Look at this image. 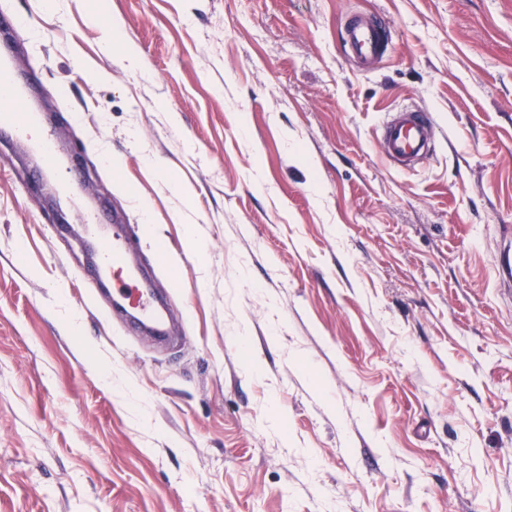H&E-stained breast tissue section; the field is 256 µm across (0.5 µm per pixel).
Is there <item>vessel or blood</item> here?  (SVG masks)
<instances>
[{
    "mask_svg": "<svg viewBox=\"0 0 512 512\" xmlns=\"http://www.w3.org/2000/svg\"><path fill=\"white\" fill-rule=\"evenodd\" d=\"M342 40L349 61L359 69L374 68L387 51V42L379 23L361 12H351L343 26ZM29 96L28 88L16 82V62L0 59V128L9 129L15 137L28 138L31 130H40L38 153L43 169L53 170L61 161L52 134L39 129L35 114L22 108ZM433 124L427 113L403 111L385 121L381 127L380 146L391 161L406 167L414 166L432 151ZM82 232L91 240L98 271L120 269V286L113 289L116 307L128 310L133 319L159 338H168L171 329L158 308L149 281L142 275L126 271L119 234H107L93 217L83 216Z\"/></svg>",
    "mask_w": 512,
    "mask_h": 512,
    "instance_id": "obj_1",
    "label": "vessel or blood"
}]
</instances>
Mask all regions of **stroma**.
Masks as SVG:
<instances>
[{"label":"stroma","instance_id":"1","mask_svg":"<svg viewBox=\"0 0 512 512\" xmlns=\"http://www.w3.org/2000/svg\"><path fill=\"white\" fill-rule=\"evenodd\" d=\"M354 10L391 26L371 72ZM0 27L175 334L113 313L1 140L0 512H512V0H0ZM401 109L433 121L414 170L379 148ZM342 40L348 60L361 70L374 68L383 59L388 46L379 23L359 11L349 14Z\"/></svg>","mask_w":512,"mask_h":512}]
</instances>
